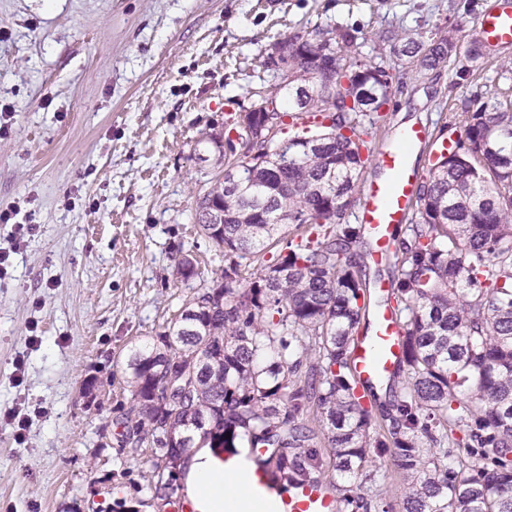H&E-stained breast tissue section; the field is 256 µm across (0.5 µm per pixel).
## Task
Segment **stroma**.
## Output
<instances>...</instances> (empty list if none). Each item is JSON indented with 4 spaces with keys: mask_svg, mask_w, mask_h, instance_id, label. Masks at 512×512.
Here are the masks:
<instances>
[{
    "mask_svg": "<svg viewBox=\"0 0 512 512\" xmlns=\"http://www.w3.org/2000/svg\"><path fill=\"white\" fill-rule=\"evenodd\" d=\"M502 10L512 0H0V108L12 110L0 211L37 226L15 245L0 224L13 250L0 279V512H177L153 500L146 457L118 452L112 420L130 350L224 264L195 219L218 171L200 139L257 103L273 45L349 29L375 64L393 57L382 30L417 39L460 25L461 48L483 51L471 74L396 66L386 126L365 142L369 179L404 122L425 126L412 163L426 177L487 88L512 95V44L475 34ZM179 252L198 261L191 283L176 275ZM13 409L28 417L20 442Z\"/></svg>",
    "mask_w": 512,
    "mask_h": 512,
    "instance_id": "obj_1",
    "label": "stroma"
}]
</instances>
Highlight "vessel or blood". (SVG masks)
Instances as JSON below:
<instances>
[{
	"label": "vessel or blood",
	"instance_id": "obj_1",
	"mask_svg": "<svg viewBox=\"0 0 512 512\" xmlns=\"http://www.w3.org/2000/svg\"><path fill=\"white\" fill-rule=\"evenodd\" d=\"M482 36L493 42H512V13L491 14L479 23ZM427 133L419 126L405 129L395 143L381 145L376 166L381 177L367 180L364 200L357 214L358 223L366 225L375 240V261H382L389 248L392 227L407 223L414 204L419 172L409 161L410 151L425 143ZM402 324L389 308L377 309L370 334L355 337L352 360L356 378L362 384H377L388 378L401 356ZM254 462L248 475L249 506L246 512H263L266 500H274V512H336V495L328 481H302L279 491L273 485L265 464V449H250Z\"/></svg>",
	"mask_w": 512,
	"mask_h": 512
}]
</instances>
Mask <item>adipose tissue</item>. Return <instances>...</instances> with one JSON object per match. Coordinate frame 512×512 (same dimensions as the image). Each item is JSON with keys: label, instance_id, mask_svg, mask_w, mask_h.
Listing matches in <instances>:
<instances>
[{"label": "adipose tissue", "instance_id": "1", "mask_svg": "<svg viewBox=\"0 0 512 512\" xmlns=\"http://www.w3.org/2000/svg\"><path fill=\"white\" fill-rule=\"evenodd\" d=\"M247 469L225 471L211 449L201 447L192 454L185 468L184 493L197 512H224V504L244 497Z\"/></svg>", "mask_w": 512, "mask_h": 512}]
</instances>
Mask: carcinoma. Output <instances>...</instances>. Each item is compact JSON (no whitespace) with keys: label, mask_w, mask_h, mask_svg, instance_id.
Returning <instances> with one entry per match:
<instances>
[{"label":"carcinoma","mask_w":512,"mask_h":512,"mask_svg":"<svg viewBox=\"0 0 512 512\" xmlns=\"http://www.w3.org/2000/svg\"><path fill=\"white\" fill-rule=\"evenodd\" d=\"M282 65L262 64L288 110L277 131L323 113L320 131L278 141L257 157H227L224 134L200 143L235 167L197 200L201 232L224 251V267L125 367L128 403H119L115 440L131 454L150 451L148 490L170 503L181 453L200 445L229 453L265 448L282 492L302 480L338 475L345 512H386L357 493L389 459L407 480L402 512H512V98L467 113L465 139L418 185L410 223L386 260L393 311L403 326L402 356L388 378V402L362 404L350 347L365 319L369 288L357 253L368 231L344 214L361 179L362 136L384 120L391 86L373 107L326 112L324 91L343 67H360L357 38L335 28L277 42ZM454 31L411 40L403 55L433 71L458 58ZM313 98L296 102V90ZM310 139L316 147L292 153ZM294 234L272 264L265 256L288 226ZM256 272H249L251 268ZM181 381L160 404L167 376ZM313 416L329 451L314 448ZM467 448L461 457L453 448Z\"/></svg>","instance_id":"obj_1"}]
</instances>
